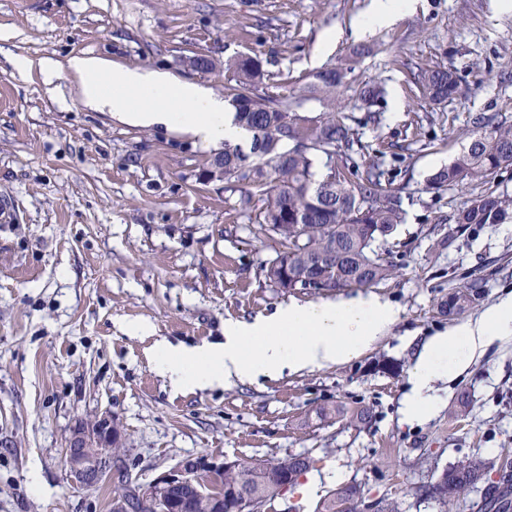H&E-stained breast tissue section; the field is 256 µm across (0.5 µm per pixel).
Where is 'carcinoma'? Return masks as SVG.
<instances>
[{
  "label": "carcinoma",
  "mask_w": 512,
  "mask_h": 512,
  "mask_svg": "<svg viewBox=\"0 0 512 512\" xmlns=\"http://www.w3.org/2000/svg\"><path fill=\"white\" fill-rule=\"evenodd\" d=\"M368 52L361 48L354 57L316 72L298 86L273 83L258 56H241L221 61L209 55L191 58V66L204 73L227 70L233 82L224 86L225 97L235 110L237 123L251 134L249 148L224 143V150L209 162V171L224 180L246 187L239 205L246 208L254 196L261 197L257 223L278 239L282 251L267 267L266 279L288 291L290 283L308 273L311 259L325 264L322 273L336 277L334 288H368L390 278L395 270L391 253L374 248L378 225L389 229L403 221L400 190L387 187V151L362 143L357 127L378 122L371 110L382 94L375 82L360 89L365 115L357 118L344 112L336 99V88L352 72L355 58ZM411 84L430 105L439 106L455 97L460 89L457 71L441 66H418L410 70ZM316 100L323 111L308 115L305 103ZM512 167V114L501 110L480 112L471 121L466 143L448 165L432 173L431 190L483 181ZM512 219V197L493 191L472 195L461 206L454 223L461 227L503 224ZM288 273L283 281L282 273ZM481 282L473 279L452 296L461 307L479 295ZM292 462L303 474L314 465L307 455H289L275 462L245 461L239 470L224 477L238 491L264 504L279 495L278 469ZM135 464L117 459L112 470L114 493L131 492ZM498 469L507 479L491 486L484 497L492 512H512L508 489L512 470L492 461L472 457L448 468L433 486V497L446 502L463 493L482 475ZM360 490L355 485L339 488L317 505V512H356Z\"/></svg>",
  "instance_id": "cac0c4a2"
}]
</instances>
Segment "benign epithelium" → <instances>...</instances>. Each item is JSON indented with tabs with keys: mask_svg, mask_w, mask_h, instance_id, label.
<instances>
[{
	"mask_svg": "<svg viewBox=\"0 0 512 512\" xmlns=\"http://www.w3.org/2000/svg\"><path fill=\"white\" fill-rule=\"evenodd\" d=\"M122 447V431L111 415L101 414L87 423L79 422L66 440L65 469L70 480L83 488L99 483L111 474L112 457ZM237 468L236 460L219 461L205 454L187 457L153 482L140 485L136 499L154 512H183L180 501L170 491L191 485L200 495L209 496L211 512H224V498L207 494L196 480L207 476L220 481L224 473Z\"/></svg>",
	"mask_w": 512,
	"mask_h": 512,
	"instance_id": "obj_1",
	"label": "benign epithelium"
}]
</instances>
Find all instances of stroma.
<instances>
[{"mask_svg": "<svg viewBox=\"0 0 512 512\" xmlns=\"http://www.w3.org/2000/svg\"><path fill=\"white\" fill-rule=\"evenodd\" d=\"M370 0H0V199L17 220L0 224V512H111L112 482L76 486L64 466L77 421L110 413L139 482L184 457L275 461L304 454L317 489L276 499L268 512H315L331 491L357 486V512L382 501L395 512H481V488L440 504L426 495L467 456L512 461V342L489 347L454 382L436 385L424 421L401 415L421 346L512 293V222L456 231L471 195H512V168L490 182L448 190L427 179L452 162L478 112H512V11L494 0H413L410 13L366 38L354 26ZM341 37L325 64L372 44L337 94L357 112L364 82L385 88L378 124L363 143H387L392 188L404 221L379 251L398 265L370 291L400 310L369 350L314 371L213 389H174L153 359L156 344L192 347L224 339L230 320L267 317L279 305L355 296L284 291L265 278L278 245L255 215L238 211L235 184L211 181L218 153L162 127L117 121L85 106L66 62L98 56L125 68L159 69L223 94L228 72L203 73L189 58L260 56L275 80L306 82L325 31ZM27 57L18 73L9 55ZM60 65L52 84L38 68ZM456 68L460 92L447 104L417 101L405 60ZM402 103L393 112V100ZM480 295L442 314L464 282ZM149 326L132 334L130 324ZM466 397L467 413L453 404ZM370 406L368 425L320 420L326 405Z\"/></svg>", "mask_w": 512, "mask_h": 512, "instance_id": "stroma-1", "label": "stroma"}]
</instances>
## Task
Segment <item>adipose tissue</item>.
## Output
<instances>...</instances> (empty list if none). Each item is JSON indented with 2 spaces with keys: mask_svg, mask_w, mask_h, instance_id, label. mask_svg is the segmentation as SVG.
<instances>
[{
  "mask_svg": "<svg viewBox=\"0 0 512 512\" xmlns=\"http://www.w3.org/2000/svg\"><path fill=\"white\" fill-rule=\"evenodd\" d=\"M413 0H372L357 22L358 35L387 27L412 8ZM67 66L80 100L132 125L165 126L204 144L248 141V132L221 97L167 72L130 69L94 56L71 57ZM399 319V310L374 294L339 301L281 304L272 317L230 321L224 340L193 347L168 342L157 348L158 367L176 388L221 387L284 372L319 369L358 356ZM512 340V295L474 319L428 340L410 373L412 388L401 410L404 421L423 420L436 408L437 383L452 380L497 342Z\"/></svg>",
  "mask_w": 512,
  "mask_h": 512,
  "instance_id": "adipose-tissue-1",
  "label": "adipose tissue"
}]
</instances>
